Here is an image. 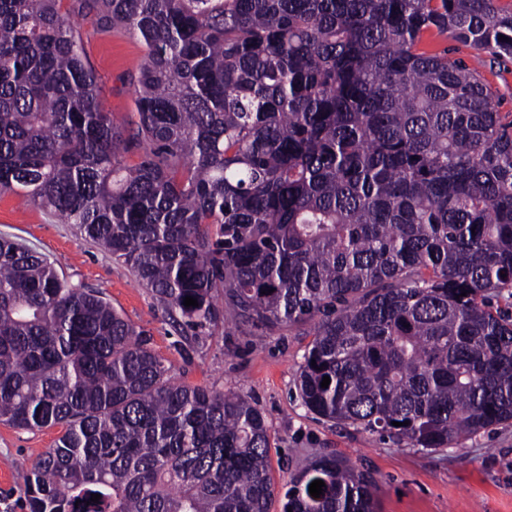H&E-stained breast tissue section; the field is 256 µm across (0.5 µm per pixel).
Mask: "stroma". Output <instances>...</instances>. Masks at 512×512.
Here are the masks:
<instances>
[{
	"instance_id": "35a3bbf8",
	"label": "stroma",
	"mask_w": 512,
	"mask_h": 512,
	"mask_svg": "<svg viewBox=\"0 0 512 512\" xmlns=\"http://www.w3.org/2000/svg\"><path fill=\"white\" fill-rule=\"evenodd\" d=\"M84 58L95 72L101 99L116 121L135 118L133 84L143 43L120 28L79 15ZM46 256L71 284L102 291L141 331L149 347L180 383L238 392L262 412L269 435L274 495L281 512L283 487L315 458L333 454L370 471L378 512H512V422L492 426L433 452L398 446L370 432L342 427L300 403L297 371L312 337L306 326L275 332L220 321L203 328L173 323L164 305L122 261L81 236L74 225L0 195V237ZM61 434L60 427L25 430L0 422V512H28L22 473L30 471Z\"/></svg>"
}]
</instances>
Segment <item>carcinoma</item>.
Segmentation results:
<instances>
[{"label":"carcinoma","mask_w":512,"mask_h":512,"mask_svg":"<svg viewBox=\"0 0 512 512\" xmlns=\"http://www.w3.org/2000/svg\"><path fill=\"white\" fill-rule=\"evenodd\" d=\"M61 2L0 0V194L187 326L312 325L297 389L323 419L422 451L512 421V119L478 68L425 48L512 58V6L77 0L147 49L129 126ZM0 421L64 429L24 475L29 512H268L274 493L247 396L175 382L101 292L6 237ZM374 484L322 455L283 512H375ZM446 47H448L449 57L460 59L470 67L476 65L475 57L479 52L471 46L441 36H433L429 39V50L440 51Z\"/></svg>","instance_id":"cac0c4a2"}]
</instances>
